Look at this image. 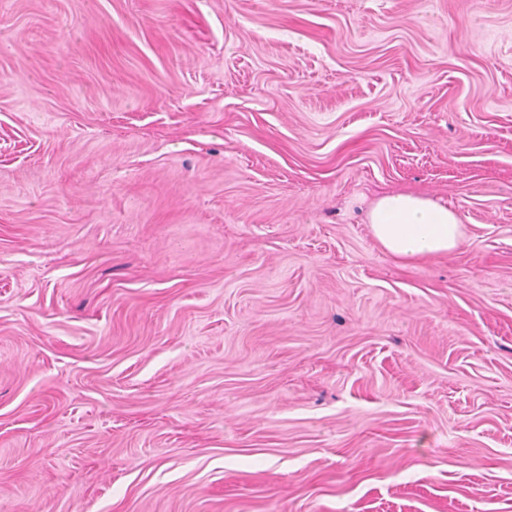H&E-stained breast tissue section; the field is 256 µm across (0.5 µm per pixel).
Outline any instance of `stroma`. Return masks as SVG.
<instances>
[{"mask_svg":"<svg viewBox=\"0 0 512 512\" xmlns=\"http://www.w3.org/2000/svg\"><path fill=\"white\" fill-rule=\"evenodd\" d=\"M0 512H512V0H0ZM372 235L386 252L401 261L446 255L464 237L459 214L427 195L411 190L388 192L370 205Z\"/></svg>","mask_w":512,"mask_h":512,"instance_id":"obj_1","label":"stroma"}]
</instances>
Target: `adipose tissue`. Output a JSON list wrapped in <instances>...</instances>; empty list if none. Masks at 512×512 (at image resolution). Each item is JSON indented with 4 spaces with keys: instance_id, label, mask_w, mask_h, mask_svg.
Wrapping results in <instances>:
<instances>
[{
    "instance_id": "obj_1",
    "label": "adipose tissue",
    "mask_w": 512,
    "mask_h": 512,
    "mask_svg": "<svg viewBox=\"0 0 512 512\" xmlns=\"http://www.w3.org/2000/svg\"><path fill=\"white\" fill-rule=\"evenodd\" d=\"M366 221L381 248L406 262L448 254L464 237L462 220L454 209L411 190L378 197L370 205Z\"/></svg>"
}]
</instances>
